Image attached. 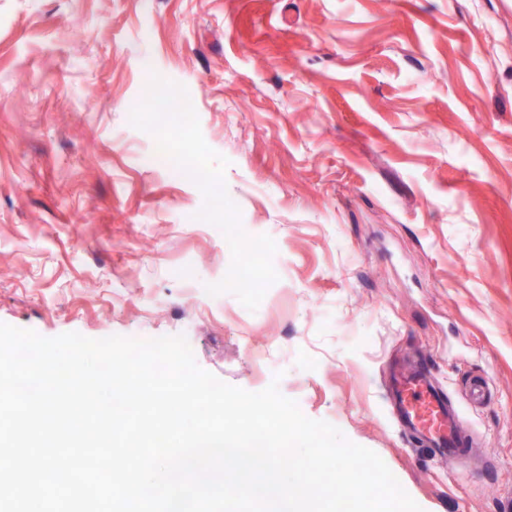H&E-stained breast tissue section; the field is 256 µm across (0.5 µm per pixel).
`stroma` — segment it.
Listing matches in <instances>:
<instances>
[{"mask_svg":"<svg viewBox=\"0 0 512 512\" xmlns=\"http://www.w3.org/2000/svg\"><path fill=\"white\" fill-rule=\"evenodd\" d=\"M154 73L276 244L256 310L206 293L229 245L129 122ZM0 322L185 336L376 452L422 512H512V0H0ZM418 361L484 471L402 434L390 385Z\"/></svg>","mask_w":512,"mask_h":512,"instance_id":"stroma-1","label":"stroma"}]
</instances>
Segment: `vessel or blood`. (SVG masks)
Returning a JSON list of instances; mask_svg holds the SVG:
<instances>
[{
    "label": "vessel or blood",
    "instance_id": "obj_1",
    "mask_svg": "<svg viewBox=\"0 0 512 512\" xmlns=\"http://www.w3.org/2000/svg\"><path fill=\"white\" fill-rule=\"evenodd\" d=\"M394 396L401 424L415 440L431 444L433 454L452 461L469 454L466 423L432 384L428 368H413L396 378Z\"/></svg>",
    "mask_w": 512,
    "mask_h": 512
}]
</instances>
